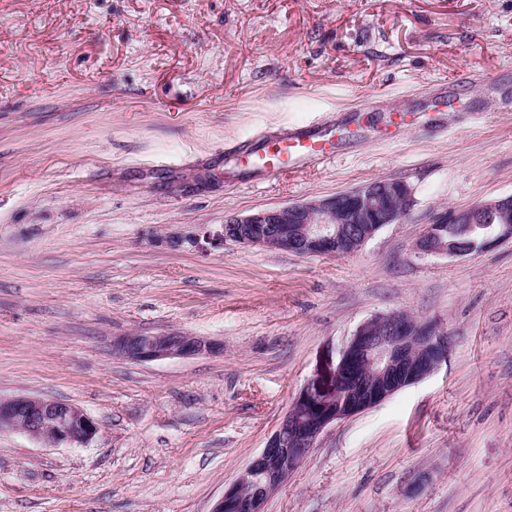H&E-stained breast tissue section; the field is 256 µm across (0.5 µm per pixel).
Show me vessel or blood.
<instances>
[{
    "instance_id": "b4317fda",
    "label": "vessel or blood",
    "mask_w": 512,
    "mask_h": 512,
    "mask_svg": "<svg viewBox=\"0 0 512 512\" xmlns=\"http://www.w3.org/2000/svg\"><path fill=\"white\" fill-rule=\"evenodd\" d=\"M245 156L251 157L264 175L275 176L302 166L320 165L332 159V144L319 134L300 131L284 137L263 138L246 148Z\"/></svg>"
}]
</instances>
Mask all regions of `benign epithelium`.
I'll return each instance as SVG.
<instances>
[{"mask_svg":"<svg viewBox=\"0 0 512 512\" xmlns=\"http://www.w3.org/2000/svg\"><path fill=\"white\" fill-rule=\"evenodd\" d=\"M411 189L402 180L376 179L334 196L263 209L225 220L222 240L247 247L288 250L298 255L346 256L358 252L383 226L408 215ZM512 196L487 200L451 214L440 213L416 239L415 252L425 256H466L512 239L508 216ZM497 217L501 224L489 223ZM478 231L471 249L447 241L444 227L456 220ZM218 345L183 333L132 334L121 339L118 352L133 362L189 358ZM448 358V336L432 323H419L402 312L363 321L344 343L337 363L314 375L294 399L279 427L241 476L216 502L212 512H264L265 497L246 490L263 480L277 488L299 467L332 423L372 408L399 390L436 371ZM359 369L369 372L367 389L349 397L342 408L308 422L296 421L297 407L314 393L335 395L339 379ZM16 429L50 445H82L98 432V424L80 408L41 396L0 397V430Z\"/></svg>","mask_w":512,"mask_h":512,"instance_id":"1","label":"benign epithelium"}]
</instances>
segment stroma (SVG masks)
Returning <instances> with one entry per match:
<instances>
[{"label": "stroma", "instance_id": "stroma-1", "mask_svg": "<svg viewBox=\"0 0 512 512\" xmlns=\"http://www.w3.org/2000/svg\"><path fill=\"white\" fill-rule=\"evenodd\" d=\"M405 123L387 131L392 114ZM333 127L322 166L228 149ZM378 178L401 223L343 257L210 240ZM512 194V0H0V397L70 403L82 445L0 430V512H211L366 319L448 359L330 425L264 512H512V239L413 249ZM219 353L137 363L134 333Z\"/></svg>", "mask_w": 512, "mask_h": 512}]
</instances>
